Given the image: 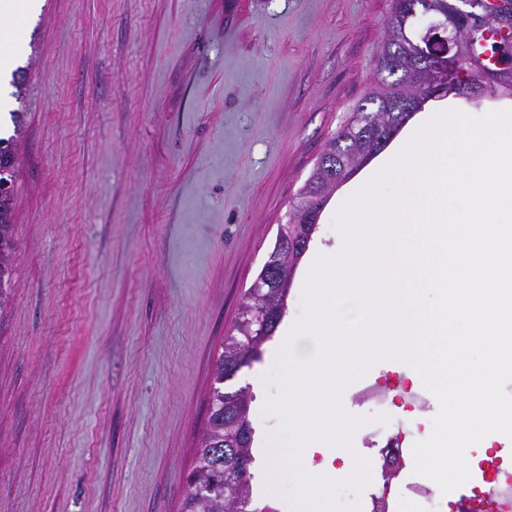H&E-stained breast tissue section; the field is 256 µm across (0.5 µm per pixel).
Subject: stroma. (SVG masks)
<instances>
[{
  "label": "stroma",
  "mask_w": 512,
  "mask_h": 512,
  "mask_svg": "<svg viewBox=\"0 0 512 512\" xmlns=\"http://www.w3.org/2000/svg\"><path fill=\"white\" fill-rule=\"evenodd\" d=\"M390 0H42L13 298L0 311V512H180L215 358L277 226L373 78ZM430 435L438 411L388 417Z\"/></svg>",
  "instance_id": "obj_1"
}]
</instances>
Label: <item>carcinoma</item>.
Segmentation results:
<instances>
[{"instance_id":"cac0c4a2","label":"carcinoma","mask_w":512,"mask_h":512,"mask_svg":"<svg viewBox=\"0 0 512 512\" xmlns=\"http://www.w3.org/2000/svg\"><path fill=\"white\" fill-rule=\"evenodd\" d=\"M421 5L423 0H392L385 23L386 35L376 55L373 81L345 123L325 143L289 211L287 223L279 225L274 247L258 273L263 287L248 288L243 293L238 319L225 334L217 356V386L213 389L195 466L188 476L182 512H261L250 499V469L236 471L226 467L233 460L242 459L248 466L253 462L252 397L244 389L226 391L222 384L260 358L263 344L272 339L281 322L297 269L307 252L298 241L302 234L314 232L305 223L320 214L319 209L313 208L314 202L325 204L360 162L384 147L380 143L381 133L400 129L425 100L435 97L431 76L414 71L420 39L413 33L409 14ZM442 15L448 30L470 42L471 55L460 61L461 72H473L474 60L493 72L495 59L512 53V19L483 16L456 27L449 23L454 17L452 10L445 9ZM393 51L404 57L405 66L398 73L386 66V58ZM12 120L14 134L7 140L0 138V309L10 299L7 288L11 279L17 148L25 132L26 113L18 110L12 113Z\"/></svg>"}]
</instances>
